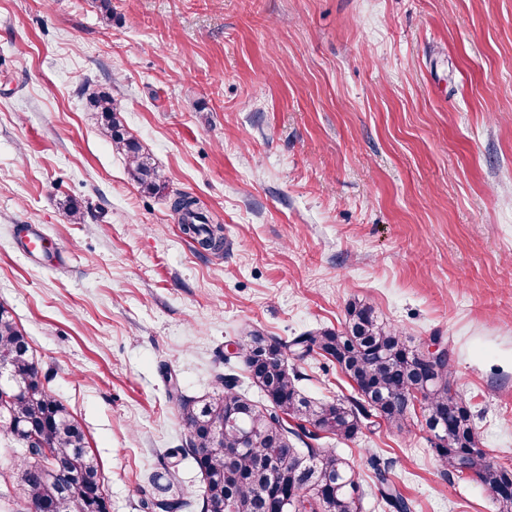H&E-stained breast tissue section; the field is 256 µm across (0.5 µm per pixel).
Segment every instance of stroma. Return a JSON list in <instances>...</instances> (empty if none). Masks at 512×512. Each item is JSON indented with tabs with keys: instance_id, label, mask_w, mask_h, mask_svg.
<instances>
[{
	"instance_id": "1",
	"label": "stroma",
	"mask_w": 512,
	"mask_h": 512,
	"mask_svg": "<svg viewBox=\"0 0 512 512\" xmlns=\"http://www.w3.org/2000/svg\"><path fill=\"white\" fill-rule=\"evenodd\" d=\"M101 4L0 0V304L82 424L110 512H147L184 436L169 382L211 395L227 341L339 330L353 301L453 349L481 448L512 464V0ZM88 84L165 189L129 180ZM179 192L223 252L181 233ZM299 369L310 399L350 392L334 364ZM429 437L416 418L338 443L363 512H381L374 457L412 512H495ZM19 461L0 432V512Z\"/></svg>"
}]
</instances>
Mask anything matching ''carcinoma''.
I'll return each mask as SVG.
<instances>
[{"label": "carcinoma", "instance_id": "carcinoma-1", "mask_svg": "<svg viewBox=\"0 0 512 512\" xmlns=\"http://www.w3.org/2000/svg\"><path fill=\"white\" fill-rule=\"evenodd\" d=\"M88 108L127 163L130 180L148 193L164 177L125 129L112 94L94 88ZM181 232L199 249L218 253L223 227L211 224L196 199L178 193L172 204ZM236 353L215 372V392L178 395L182 444L168 456L188 460L202 478L199 512H361L363 492L350 464L323 439L351 440L374 416L403 431L416 414L431 432L430 444L448 476L472 480L491 494L496 512H512V466L492 461L477 441L473 414L458 395L454 353L431 372L420 367L421 350L409 336L379 320L372 307L352 303L341 331L316 328L289 340L250 331L235 337ZM315 356L336 364L355 395L313 402L289 360ZM0 429L23 444V496L17 512H109L98 460L84 431L42 383L29 337L0 305ZM248 379L262 394L241 392ZM379 501L387 512H411L390 483L388 468L371 459ZM152 512L190 506L175 475L152 482Z\"/></svg>", "mask_w": 512, "mask_h": 512}]
</instances>
